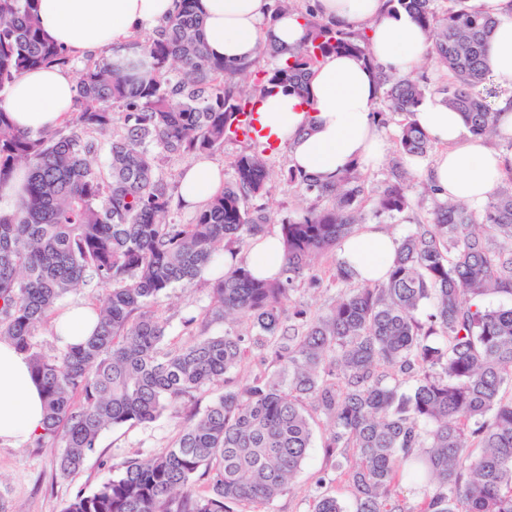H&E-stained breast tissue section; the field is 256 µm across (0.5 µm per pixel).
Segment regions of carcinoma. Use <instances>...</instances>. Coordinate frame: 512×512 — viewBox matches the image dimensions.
Wrapping results in <instances>:
<instances>
[{"label":"carcinoma","mask_w":512,"mask_h":512,"mask_svg":"<svg viewBox=\"0 0 512 512\" xmlns=\"http://www.w3.org/2000/svg\"><path fill=\"white\" fill-rule=\"evenodd\" d=\"M388 2L429 34L426 60L447 75L432 90L423 79L378 73L386 111L402 116L397 153L432 149L411 120L431 91L464 115L471 134L495 131L493 104L479 87L496 21L464 0H450L441 14L434 0ZM287 11L304 21L301 44L268 41L258 59L227 64L207 52L196 0H181L173 18L131 41L150 59L147 69L103 56L82 61L61 127L32 135L0 107V188L27 170L20 197L0 211V340L29 358L46 412L35 440L61 443L59 472L78 471L104 430L151 423L182 399L224 387L163 452L112 464V476L77 493L65 512H256L302 467L318 419L329 428L323 448L334 468L355 452L348 474L356 512H404L393 494L404 479L433 487L419 512H512V305L483 304L512 297V177L480 211L437 202L431 222L400 240L382 282L355 286L337 263L334 280L344 289L313 316L290 306L291 294L316 257L357 232L366 194L358 169L329 185L281 169L286 186L328 205L281 221L279 278L258 279L236 259L270 223L247 205L266 194L270 178L271 157L258 145L247 143L230 180L189 223L169 220L178 184L164 172L166 159L223 150L258 92L306 96L329 54L370 59L366 29L324 21L296 0H274L270 20ZM47 65L71 68L73 57L42 33L37 0H0V99L22 72ZM408 180L393 166L375 212L408 210ZM207 269L212 304L200 334L169 349L168 322L152 304ZM101 285L93 334L44 355L37 327L59 315L68 294ZM230 317L247 331L209 333ZM249 352L270 368L235 387L229 374ZM409 381L411 391H402ZM200 481L206 490L195 494ZM313 512L344 510L321 493Z\"/></svg>","instance_id":"obj_1"}]
</instances>
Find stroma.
Masks as SVG:
<instances>
[{"mask_svg":"<svg viewBox=\"0 0 512 512\" xmlns=\"http://www.w3.org/2000/svg\"><path fill=\"white\" fill-rule=\"evenodd\" d=\"M288 164L287 151L279 150L275 156L276 170L271 174L267 194L249 202L250 207L265 209L270 214L273 220L271 228L275 231L279 230L283 219L295 216L315 202L314 197L303 195L283 184L279 171ZM389 177L388 164L365 172L363 221L380 225L401 238L414 225L431 220L436 197L428 190L424 171L417 170L410 183L411 207L391 217L376 215L373 199ZM337 259V254L332 253L315 260L312 273L320 279V287L302 281L292 294L293 301L313 312L324 311L337 293L330 278ZM211 296L212 281L205 277L190 287L173 289L156 301L154 311L169 322L167 342L170 346H182L193 340L195 330L185 326L184 321L192 316H202L211 302ZM217 395L214 389L198 394L195 400L178 403L172 411L150 424L103 431L94 453L89 456L84 467L66 477L61 476L56 469V458L61 451L59 443L49 442L39 447L30 442L16 448L0 442V499L4 500L8 512H64L77 492H92L107 479L112 464L136 454L146 456L162 452L186 416L192 412H203ZM327 433L324 423H316L313 446L306 461L289 490L268 505L266 512H311V494L315 483L327 473L332 476L329 493L342 503L344 512H355V496L347 473L342 470L332 471L323 450Z\"/></svg>","mask_w":512,"mask_h":512,"instance_id":"obj_1","label":"stroma"}]
</instances>
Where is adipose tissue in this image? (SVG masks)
I'll return each instance as SVG.
<instances>
[{"label":"adipose tissue","instance_id":"ef3b65f1","mask_svg":"<svg viewBox=\"0 0 512 512\" xmlns=\"http://www.w3.org/2000/svg\"><path fill=\"white\" fill-rule=\"evenodd\" d=\"M386 0H317L320 19L347 25H367L376 69L402 75L416 68L427 49V37L404 11L387 12ZM471 10L496 18L487 63L494 81L507 91L495 103L498 132L512 136V0H468ZM180 0H39L38 16L45 35L72 56L105 54L111 64L126 66L141 60L130 49L135 34L152 31L173 17ZM209 52L230 62L255 59L267 40L293 47L306 29L297 14L271 19V0H198ZM354 56L331 54L314 69L307 98L280 90L258 103L260 120L287 149L291 166L321 182L333 181L350 167L367 171L385 160L386 142L375 109L380 89L374 75ZM76 78L69 69L49 67L24 72L0 101L21 130L31 134L57 128L72 110ZM413 122L442 150L428 176L443 197L482 209L491 199L512 155H504L487 139L469 134L462 113L440 97L424 101ZM222 169L202 157L192 162L180 184L179 204L200 208L218 191ZM399 240L371 224L347 238L339 259L359 281H381L391 266ZM258 277L280 275L283 245L277 233L253 239L245 256ZM94 328L92 311L66 307L55 322L61 345H75ZM44 404L30 375L26 354L0 341V441L22 445L41 432Z\"/></svg>","mask_w":512,"mask_h":512}]
</instances>
